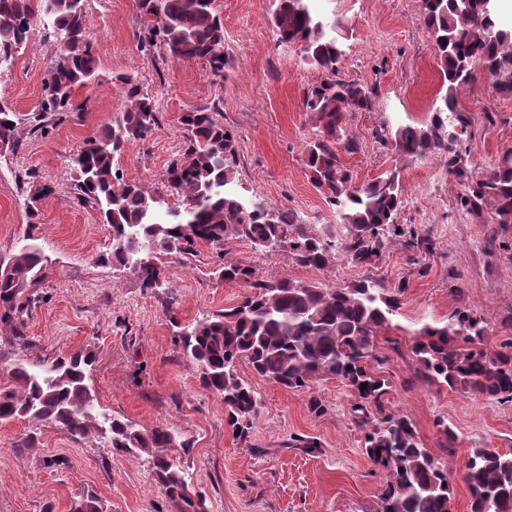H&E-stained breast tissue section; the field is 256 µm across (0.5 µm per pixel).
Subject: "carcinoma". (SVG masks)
Wrapping results in <instances>:
<instances>
[{
  "instance_id": "1",
  "label": "carcinoma",
  "mask_w": 512,
  "mask_h": 512,
  "mask_svg": "<svg viewBox=\"0 0 512 512\" xmlns=\"http://www.w3.org/2000/svg\"><path fill=\"white\" fill-rule=\"evenodd\" d=\"M312 2L275 0L271 21L279 42L299 45L302 63L322 73L306 97L318 129L306 145L307 166L313 186L336 208L344 238L336 240L303 223L292 210L272 209L247 197L236 178V134L212 112L181 116L185 145L164 173L165 186L176 194L177 203L117 176L128 145L145 138L157 123L152 97L134 76L123 74L117 79L126 88L124 111L84 141L73 164L77 200L97 205L103 223L112 228V261L133 264L144 287H160L167 256H191L202 242L222 248L240 239L258 252L283 250L303 266L324 270L340 253L370 261L388 248L389 235L401 236L396 217L405 202L402 168L358 185L340 166L339 148H356L347 133L348 117L371 110L375 92L338 78L343 23L324 21ZM497 2L418 0L446 90L427 121L385 125L375 131V138L394 147L405 163L443 160L462 186L457 207L506 228L512 225V151L504 152L488 172H470L462 150L470 121L458 107V93L475 79L478 66L497 94L512 96V28L500 24ZM138 9L145 50L173 61L202 59L214 74H224V26L215 0H138ZM36 17L48 21L56 42L32 125L35 132L43 129L44 115L70 110L73 89L95 79L98 67L87 38L84 0H0V65L10 64L26 45ZM18 133L16 113L0 100V144L5 150L14 151ZM28 240L5 258L10 272L0 276V331L8 330L15 338L22 337L33 288L49 260L36 238ZM216 272L227 282L248 284L251 291L222 313L187 324L174 318L171 324L175 345L196 366L201 386L223 399L236 438L248 443L260 408L256 390L238 373L240 362L287 390L304 391L320 381L338 380L354 397L351 417L363 431L364 454L386 473L378 512H453L448 470L422 445L414 423L389 409L391 385L375 368L381 362L378 337L400 327L394 319L401 315V290L375 281L328 287L288 277L257 280L251 267L226 254ZM487 335L484 318L466 306L443 324L421 323L410 332L418 374L452 391L512 402V336L492 350L485 343ZM11 356L0 351V364L9 376L7 383H0V423L52 422L77 440L105 438L119 455L147 454L154 478L176 512H210L206 498L190 491L181 469V458L190 448L187 440L167 427L140 429L101 410L87 383L92 354L78 351L47 365ZM465 482L469 512H512V451L471 449ZM71 512H102V501L86 493Z\"/></svg>"
}]
</instances>
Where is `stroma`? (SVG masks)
Instances as JSON below:
<instances>
[{"label": "stroma", "mask_w": 512, "mask_h": 512, "mask_svg": "<svg viewBox=\"0 0 512 512\" xmlns=\"http://www.w3.org/2000/svg\"><path fill=\"white\" fill-rule=\"evenodd\" d=\"M215 6L228 60L220 77L200 60L175 62L141 51L137 0H86L98 77L75 87L71 112L47 118L40 134L31 131L29 119L43 93L51 27L35 24L11 69L0 72V99L21 119L17 148L0 158V256L23 244L34 221L49 257L22 338L2 336L0 348L48 362L92 352L90 378L100 406L139 427L167 426L187 439L182 466L191 492L204 495L211 512H377L385 473L361 452L362 433L350 420L352 397L340 381L316 383L309 393L291 391L240 363V375L261 398L250 441L243 444L221 397L201 386L195 366L179 352L169 314L192 322L237 305L248 291L219 279L215 248L203 243L193 257L169 259L164 287H144L133 266L108 261L111 229L97 207L74 198L71 158L123 111L127 100L117 77L132 71L153 97L158 122L122 155L126 180L159 186L184 146L182 113L208 109L240 137L237 178L248 195L342 234L334 206L313 187L306 164L315 116L305 96L320 74L301 63L298 46L278 41L272 0H216ZM315 9L344 23L341 77L376 91L372 110L349 118L356 150L338 153L361 185L398 160L394 149L375 140V130L426 121L443 94L434 46L417 0H315ZM458 100L470 120L468 168L477 174L512 150V97L496 94L482 72ZM401 178L405 205L396 222L414 232V246L398 240L372 263L340 257L322 271L297 264L285 251H254L241 240L226 250L267 281L285 276L339 286L376 280L400 288L401 327L379 342L378 372L391 384L390 408L414 422L424 447L447 467L454 512H469L463 480L468 453L512 450V403L430 384L417 374L404 331L422 320L447 321L467 304L488 323L487 345L497 346L504 323L512 321V226L498 232L458 211L460 187L440 159L407 164ZM39 190L44 197L32 220L27 202ZM312 393L324 401V414L309 411ZM443 422L457 436L449 452ZM293 437L313 438L319 448L308 454L289 447ZM87 492L108 512H174L146 457L115 454L106 439L77 440L53 423H0V512H71Z\"/></svg>", "instance_id": "obj_1"}]
</instances>
